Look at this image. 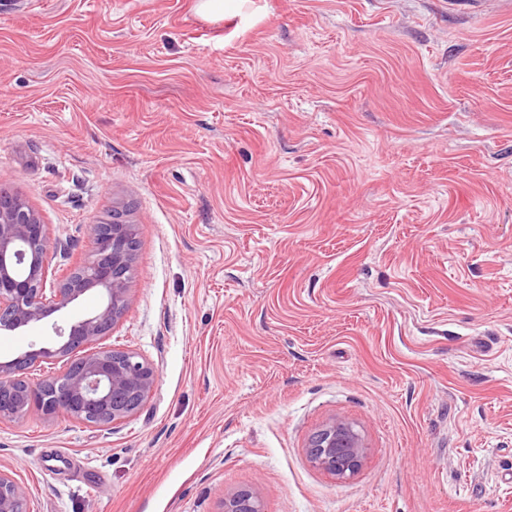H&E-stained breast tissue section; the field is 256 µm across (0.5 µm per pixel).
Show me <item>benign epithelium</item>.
Returning <instances> with one entry per match:
<instances>
[{"mask_svg": "<svg viewBox=\"0 0 512 512\" xmlns=\"http://www.w3.org/2000/svg\"><path fill=\"white\" fill-rule=\"evenodd\" d=\"M95 249L91 259L69 277L49 283L51 263L47 225L22 197L0 192V333L21 331L57 312L68 311L86 292L100 293L92 313L53 323L58 348L42 347L0 362V423L28 413L45 418L65 414L92 428L134 416L153 393V364L130 349L97 347L123 316L131 292L136 225L115 217L90 224ZM85 355L33 386L27 373L42 357ZM308 456L337 480L355 475L367 453L357 426L344 417L330 419L310 439ZM27 485L0 468V512H25ZM220 512H264L248 489L224 496Z\"/></svg>", "mask_w": 512, "mask_h": 512, "instance_id": "obj_1", "label": "benign epithelium"}]
</instances>
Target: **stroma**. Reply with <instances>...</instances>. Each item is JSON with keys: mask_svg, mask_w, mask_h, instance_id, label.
I'll use <instances>...</instances> for the list:
<instances>
[{"mask_svg": "<svg viewBox=\"0 0 512 512\" xmlns=\"http://www.w3.org/2000/svg\"><path fill=\"white\" fill-rule=\"evenodd\" d=\"M0 0V188L138 248L104 429L0 424L28 512H512V0ZM55 344L0 334V361ZM367 456L310 462L328 419ZM307 452L316 468L342 481L359 470L367 448L353 422L344 417H334L312 436ZM220 512H264V510L257 495L248 489H241L224 496Z\"/></svg>", "mask_w": 512, "mask_h": 512, "instance_id": "35a3bbf8", "label": "stroma"}]
</instances>
